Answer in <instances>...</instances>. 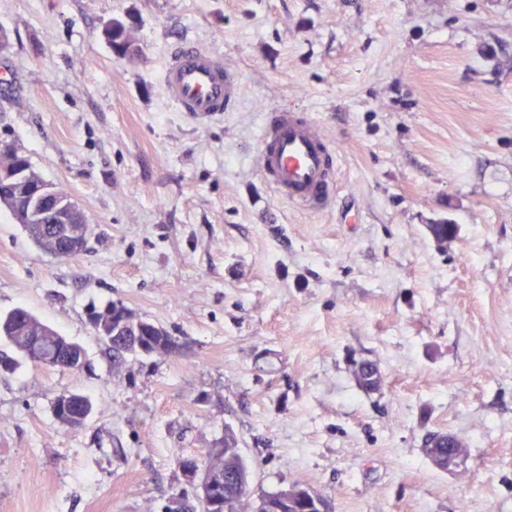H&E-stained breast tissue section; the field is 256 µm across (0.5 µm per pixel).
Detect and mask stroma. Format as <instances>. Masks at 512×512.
Here are the masks:
<instances>
[{
    "label": "stroma",
    "mask_w": 512,
    "mask_h": 512,
    "mask_svg": "<svg viewBox=\"0 0 512 512\" xmlns=\"http://www.w3.org/2000/svg\"><path fill=\"white\" fill-rule=\"evenodd\" d=\"M0 31V143L89 224L55 258L0 209V314L86 352L0 369V512H164L228 427L255 499L301 478L331 512H512V0H0ZM180 40L243 83L204 127L164 90ZM278 107L335 149L324 211L256 167ZM111 302L177 352L115 361L91 322ZM63 392L96 405L79 430ZM434 433L459 466L431 464ZM105 36L113 53L119 57L129 56L136 50L131 31L120 20H114L112 26L106 28ZM448 439L451 441L448 444ZM459 439L453 435L433 434L426 442L424 453L433 466L441 470H448L451 466H457L462 454H458L453 446Z\"/></svg>",
    "instance_id": "obj_1"
}]
</instances>
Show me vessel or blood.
I'll return each instance as SVG.
<instances>
[{
    "instance_id": "b4317fda",
    "label": "vessel or blood",
    "mask_w": 512,
    "mask_h": 512,
    "mask_svg": "<svg viewBox=\"0 0 512 512\" xmlns=\"http://www.w3.org/2000/svg\"><path fill=\"white\" fill-rule=\"evenodd\" d=\"M163 82L168 99L198 125L223 115L242 90L222 55L186 41L171 52ZM256 142L257 168L280 198L310 212L328 205L338 186L337 158L312 113H267Z\"/></svg>"
}]
</instances>
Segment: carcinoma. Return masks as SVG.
<instances>
[{
  "label": "carcinoma",
  "instance_id": "1",
  "mask_svg": "<svg viewBox=\"0 0 512 512\" xmlns=\"http://www.w3.org/2000/svg\"><path fill=\"white\" fill-rule=\"evenodd\" d=\"M106 39L114 54L119 57L129 56L135 51V40L124 22L115 20L112 26L105 30ZM26 166L33 179L41 176L33 169L28 157L19 153L14 147L0 151V167H11L19 162ZM55 203L36 211L30 223L24 225L33 243L45 253L54 255L59 251L58 237L67 232L78 241H87L89 225L63 224L59 212V204L70 199L62 188L56 186L53 190ZM148 337L140 338L143 349L131 345L124 349L112 348L119 363L136 362L142 357L166 356L176 349L172 336L166 330L153 328L146 324ZM0 337L5 339L11 348L27 360L46 368L77 370L85 361L83 347L68 340L49 325L23 308H15L0 316ZM358 385L366 390L377 389L381 384V375L377 369L367 363H362L361 378ZM75 399L67 414L58 419V423L71 430L82 428L89 413L93 412V403L85 396L70 393ZM457 437L447 434H433L426 442L424 453L433 466L447 470L459 464L461 455L450 443ZM212 460L220 462V467L213 470L212 480L220 489L219 500L215 506L204 508L202 505L181 504V512H302L299 503L287 504L281 499L279 492L267 493L253 504L249 497L250 472L245 461L238 452V440L235 433L227 428L224 430V440L215 447L208 449L203 462Z\"/></svg>",
  "mask_w": 512,
  "mask_h": 512
}]
</instances>
